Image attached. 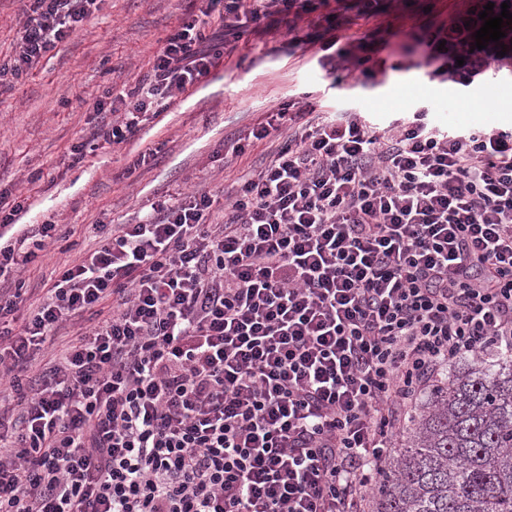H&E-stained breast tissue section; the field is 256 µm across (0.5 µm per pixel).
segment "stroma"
Wrapping results in <instances>:
<instances>
[{
  "instance_id": "stroma-1",
  "label": "stroma",
  "mask_w": 512,
  "mask_h": 512,
  "mask_svg": "<svg viewBox=\"0 0 512 512\" xmlns=\"http://www.w3.org/2000/svg\"><path fill=\"white\" fill-rule=\"evenodd\" d=\"M196 12L195 0H103L41 69L0 93V185L26 198L19 223L58 224L56 241L20 277V317L42 299L55 269L95 247L90 225L134 221L143 207L186 188L222 192L240 169L259 166L272 143L239 158L228 149L272 108L359 112L382 126L391 113L422 108L442 128L491 124L512 132V112L493 105L512 83L510 73L493 69L485 81L463 87L428 81L413 69L365 84L354 75H327L313 51L289 49L282 34L252 32L198 85L162 103L128 142L64 165V155L95 123L88 96L135 88L165 38ZM148 149L150 165L133 167Z\"/></svg>"
}]
</instances>
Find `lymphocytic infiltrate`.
<instances>
[{
    "instance_id": "f902f5d3",
    "label": "lymphocytic infiltrate",
    "mask_w": 512,
    "mask_h": 512,
    "mask_svg": "<svg viewBox=\"0 0 512 512\" xmlns=\"http://www.w3.org/2000/svg\"><path fill=\"white\" fill-rule=\"evenodd\" d=\"M413 0H201L169 35L149 78L94 97L102 119L73 145L127 142L155 105L216 68L220 40L285 31L322 69L386 73ZM412 21L400 54L430 78L470 85L502 42L475 47L487 3ZM102 0H28L0 90L31 74ZM283 135L212 222L213 196L151 203L130 224L94 225L98 245L60 267L19 327L0 302V379L20 388L34 350L94 316L15 418L0 414V512H360L419 396L461 358L512 349V133L431 127L415 112L377 130L354 113L281 107L232 156ZM57 232L29 225L0 245V280Z\"/></svg>"
}]
</instances>
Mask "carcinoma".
<instances>
[{"mask_svg": "<svg viewBox=\"0 0 512 512\" xmlns=\"http://www.w3.org/2000/svg\"><path fill=\"white\" fill-rule=\"evenodd\" d=\"M377 483L369 512H512V355L441 377Z\"/></svg>", "mask_w": 512, "mask_h": 512, "instance_id": "carcinoma-1", "label": "carcinoma"}]
</instances>
